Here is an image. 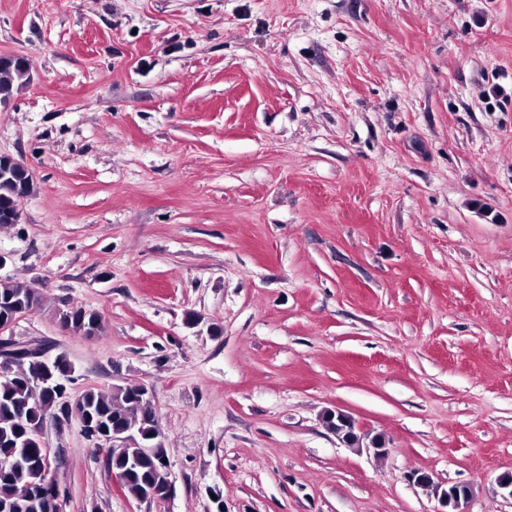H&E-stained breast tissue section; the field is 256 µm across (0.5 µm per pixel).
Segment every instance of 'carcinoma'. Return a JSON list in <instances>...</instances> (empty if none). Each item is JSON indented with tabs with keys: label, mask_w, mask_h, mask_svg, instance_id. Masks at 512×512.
<instances>
[{
	"label": "carcinoma",
	"mask_w": 512,
	"mask_h": 512,
	"mask_svg": "<svg viewBox=\"0 0 512 512\" xmlns=\"http://www.w3.org/2000/svg\"><path fill=\"white\" fill-rule=\"evenodd\" d=\"M30 62L23 56H0V103L11 101L15 84L29 79ZM0 224L15 223L17 203L34 190L29 169L0 155ZM13 301L16 308L34 309L41 305L38 289L26 282L0 279V302ZM65 330L93 336L101 330L100 316L83 308L70 314H59ZM136 386L128 384L110 390L87 389L80 398L89 413L112 427H134L143 441L156 436L158 417L149 399H137ZM60 396L36 387L28 372L19 369L0 377V500H7L8 512H38L32 497L36 484L44 481L37 466L41 455L42 436L36 428L60 406ZM166 475L160 456L149 451L141 456L136 468L122 484L124 493L134 500L145 497L150 483L164 482Z\"/></svg>",
	"instance_id": "carcinoma-1"
}]
</instances>
